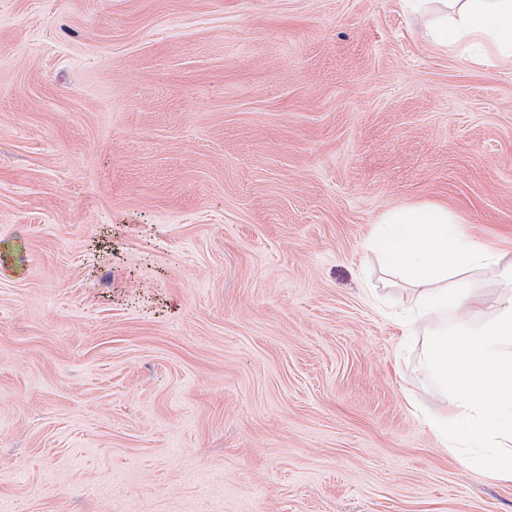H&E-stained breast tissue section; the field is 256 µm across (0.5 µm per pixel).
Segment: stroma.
Segmentation results:
<instances>
[{"instance_id":"1","label":"stroma","mask_w":512,"mask_h":512,"mask_svg":"<svg viewBox=\"0 0 512 512\" xmlns=\"http://www.w3.org/2000/svg\"><path fill=\"white\" fill-rule=\"evenodd\" d=\"M398 0H0V512H512L371 249L512 257V70Z\"/></svg>"}]
</instances>
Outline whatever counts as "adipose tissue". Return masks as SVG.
I'll return each instance as SVG.
<instances>
[{
    "mask_svg": "<svg viewBox=\"0 0 512 512\" xmlns=\"http://www.w3.org/2000/svg\"><path fill=\"white\" fill-rule=\"evenodd\" d=\"M425 18V39L453 52L466 48L476 65L512 68V0H399ZM373 246L385 266L412 287L415 318L453 313L426 345V367L446 410L429 426L443 447L512 482V259L468 241L461 221L442 204L398 207L383 214ZM495 271L502 284L493 315L471 278Z\"/></svg>",
    "mask_w": 512,
    "mask_h": 512,
    "instance_id": "adipose-tissue-1",
    "label": "adipose tissue"
}]
</instances>
